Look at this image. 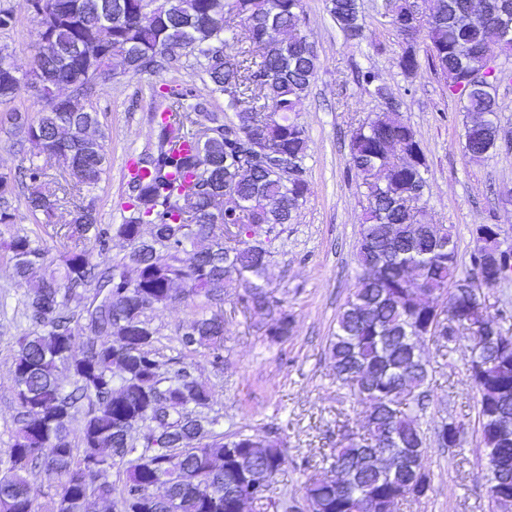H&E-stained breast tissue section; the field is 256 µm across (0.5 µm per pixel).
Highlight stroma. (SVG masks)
I'll use <instances>...</instances> for the list:
<instances>
[{"label":"stroma","instance_id":"1","mask_svg":"<svg viewBox=\"0 0 512 512\" xmlns=\"http://www.w3.org/2000/svg\"><path fill=\"white\" fill-rule=\"evenodd\" d=\"M384 3L358 0L365 38L356 44L345 40L324 0H304V31L319 59L316 79L294 114L310 141L305 161L309 194L295 222L271 241L265 281L293 319L291 335L271 340L265 320L245 312L237 301L238 286H231L224 297V363L218 366L208 350L185 353L177 342L179 331L198 313V300L175 302L152 314L161 359L190 365L194 375L214 389V412L249 431L270 432L278 438L288 465L272 485L276 498L302 499L308 475L327 474L320 458L335 447L340 430L356 433L365 425L368 406L337 386L327 342L358 275L355 253L367 201L348 171L346 142L355 127L384 108V100L374 93L375 84L384 85L399 102L401 119L421 144L428 163L426 220L452 231L460 268L470 265L473 231L480 224L500 225L501 247L512 251V78L497 87L505 145L489 157L470 158L464 149V115L444 78L426 64L411 77L401 72V40ZM1 8L12 13L14 24L0 29V48L12 53L20 70H27L29 46L36 39L28 0H0ZM360 71L374 75V85L357 81ZM172 81L202 83L198 70L190 65L174 74L126 73L102 82L98 97L91 101L108 137L110 169L99 187L82 192L81 198L94 201L102 228L121 223L122 164L142 151L153 135L149 89ZM33 163L45 167L48 178H56L55 168L48 166L37 147L0 128V174ZM68 219L63 206L54 223L38 226L20 203L14 223L0 224V240L31 231L41 247L57 258L71 244ZM24 300V288L0 265L2 462L8 459L15 428L12 356L19 337L34 329L24 314ZM420 345L432 374L430 400L421 416L431 489L419 502L398 506L396 512H495L487 492L489 473L467 371L472 342L459 337L453 352L445 355L429 338H422ZM452 418L464 427L462 445L444 448L435 430Z\"/></svg>","mask_w":512,"mask_h":512}]
</instances>
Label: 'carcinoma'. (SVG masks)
Masks as SVG:
<instances>
[{"label":"carcinoma","mask_w":512,"mask_h":512,"mask_svg":"<svg viewBox=\"0 0 512 512\" xmlns=\"http://www.w3.org/2000/svg\"><path fill=\"white\" fill-rule=\"evenodd\" d=\"M45 14L31 15L37 39L31 67L20 74L0 48V105L27 89L75 88L57 102L41 95L37 113H0V126L17 132L58 163L79 194L99 187L109 170L106 135L99 113L79 104L96 92L98 81L117 72L161 74L182 67L191 56L210 95L224 96V111H207L190 84L154 92V141L133 155L137 173L127 179L123 223L112 231L131 247L127 259L108 265L91 251L71 249L61 266L27 233H17L0 254L12 277L26 285L25 312L38 330L22 336L13 356L16 431L7 463H0V512H38L28 474L42 465L60 478L52 512H87L89 498L112 499L108 474L125 468L123 512H237L238 492L266 497L260 480L276 478L287 463L271 436L242 429L220 431V416H208L212 389L184 364L170 370L153 349L156 329L150 314L162 305L202 296L206 305L178 338L185 349L204 348L223 363L224 288L246 281L241 298L255 316L271 317L268 335L291 333L290 316L274 310L264 288L270 236L297 218L306 201L305 177L287 178L282 168H304L309 138L291 114L298 111L315 80L318 61L302 27L303 0H37ZM474 0H429L417 11L411 0H391L402 39L398 65L405 75L421 67L425 44L429 65L441 74L464 112L465 151L481 159L498 149V71L486 66L489 54L512 58V0H486L474 21L457 20L473 11ZM326 8L349 41L363 39L357 0H326ZM279 27L287 38L269 39ZM237 47L228 53L229 45ZM397 105L353 129L349 172L368 202L359 238L357 285L340 308L328 350L336 384L355 397L368 396L366 432L346 435L323 458L331 468L351 467L373 446L395 455L412 448L426 454L419 418L430 385L425 362L411 356L406 334L424 332L438 350L452 344L472 323L494 329L505 320L484 300L458 292L473 275L496 276L493 252L473 254L471 268L458 269L448 228L414 232L424 206L410 191L425 186L428 165L412 127L396 118ZM213 130L215 134L206 135ZM258 145L278 158L270 167L250 157ZM22 185L0 174V224H11V200L24 188L33 217L51 224L59 199L46 190L43 169L30 165ZM230 186L235 206L214 218V197ZM72 234L105 250L108 232L96 210L75 204L69 211ZM197 241L207 242L187 259ZM418 272L413 290L406 271ZM90 292L79 313L68 309L73 296ZM87 331L94 340L81 342ZM82 345L81 353L76 346ZM65 366L70 386L60 380ZM476 390L483 447L497 450L505 488L512 495V439L497 435L492 405L512 411V359L492 362ZM462 424L444 422L435 432L440 446L462 444ZM225 457L215 471L211 460ZM404 472L380 473L364 464L352 485L308 477L304 496L318 512H394L424 492L407 491ZM158 485L165 493L154 498Z\"/></svg>","instance_id":"1"}]
</instances>
